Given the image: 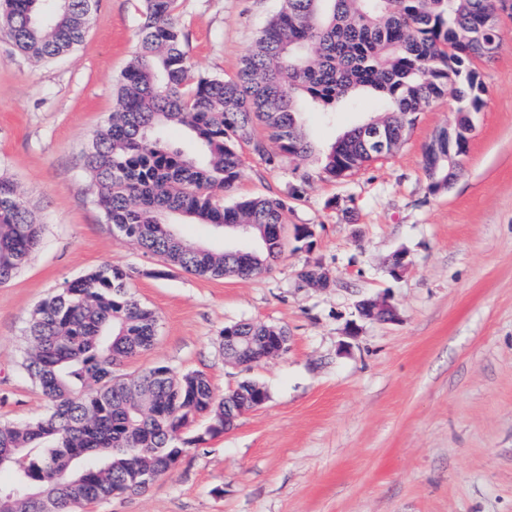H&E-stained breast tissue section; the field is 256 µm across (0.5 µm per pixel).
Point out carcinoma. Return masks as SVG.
<instances>
[{
	"label": "carcinoma",
	"mask_w": 512,
	"mask_h": 512,
	"mask_svg": "<svg viewBox=\"0 0 512 512\" xmlns=\"http://www.w3.org/2000/svg\"><path fill=\"white\" fill-rule=\"evenodd\" d=\"M137 49L116 85L112 117L85 154L98 201L112 231L146 252L200 276L248 278L281 252L269 224L287 223L288 200L257 197L224 204L241 175L248 145L267 167L309 156L303 106H323L362 93L375 96L381 124H412L448 81L462 112L480 108L476 74L465 63L486 58L479 42L461 35L483 27L496 0H281L229 79L193 78L175 16L176 0H144ZM95 0H0V16L15 47L37 61L58 59L84 39ZM267 139L253 137L255 123ZM184 129L193 150L169 143ZM378 156L365 153L357 128L344 133L319 162V175L343 180ZM222 228L250 225L259 246L239 261L184 241L175 221ZM42 228L16 185L0 177V285L37 248ZM131 271L104 265L68 283L37 309L29 329L35 346L23 363L49 413L21 426L0 423V512H73L76 504L146 489V478L168 471L188 445L203 441L185 430L209 418L224 432V402L201 373L158 377L155 369L118 378L114 368L149 348L156 313L128 292ZM247 345L253 336H285L283 328L236 323ZM52 442L28 461L26 449Z\"/></svg>",
	"instance_id": "carcinoma-1"
}]
</instances>
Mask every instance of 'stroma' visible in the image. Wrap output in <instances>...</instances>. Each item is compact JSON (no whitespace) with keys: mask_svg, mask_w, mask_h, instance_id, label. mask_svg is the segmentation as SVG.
Wrapping results in <instances>:
<instances>
[{"mask_svg":"<svg viewBox=\"0 0 512 512\" xmlns=\"http://www.w3.org/2000/svg\"><path fill=\"white\" fill-rule=\"evenodd\" d=\"M278 8L177 0L195 76L234 77ZM142 16V0H97L82 44L49 63L0 30V174L42 224L27 264L0 285V423L48 411L22 367L38 305L112 264L131 271V293L159 316L152 346L117 376L165 365L203 373L220 395L254 379L269 399L224 433L197 423L203 443L145 490L75 512H512V18L501 19L497 56L473 63L483 106L446 190H430L423 149L457 121L451 88L396 153L342 181L317 175L316 154L378 112L371 97L339 104L329 123L304 113L312 156L271 169L243 148L225 203L287 198L289 227L313 237H286L268 270L241 279L165 264L114 234L97 203L83 154L112 114ZM401 251L409 268L396 278ZM314 262L329 287L301 283ZM367 298L390 301L397 321L360 319ZM242 321L285 328L287 353L249 370L225 361L221 333Z\"/></svg>","mask_w":512,"mask_h":512,"instance_id":"35a3bbf8","label":"stroma"}]
</instances>
